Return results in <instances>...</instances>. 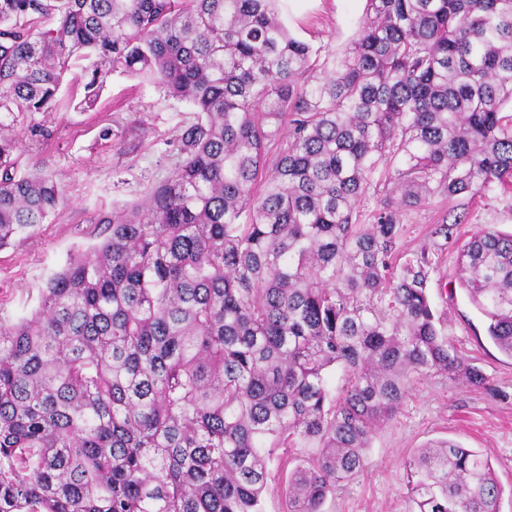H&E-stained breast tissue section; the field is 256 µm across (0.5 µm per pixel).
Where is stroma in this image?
Here are the masks:
<instances>
[{"label":"stroma","instance_id":"1","mask_svg":"<svg viewBox=\"0 0 512 512\" xmlns=\"http://www.w3.org/2000/svg\"><path fill=\"white\" fill-rule=\"evenodd\" d=\"M365 0H294L282 16L290 33L319 49L321 59L340 57L355 37ZM65 73L56 107L35 114L50 132L32 139L18 126L23 162L58 175L66 199L31 235L0 249V323L30 315L47 280L76 254L102 243L100 220L113 209L139 201L162 182L177 159V136L193 114L185 102L165 97L155 85L119 73L108 75L95 110L78 103L83 87ZM108 138H101L102 129ZM461 217L452 242L433 235L443 218ZM405 254L427 249L432 261L430 299L444 318L443 334L492 383L508 393L502 401L431 374L416 383L396 419L379 429L367 464L353 480L328 497L324 512H410L407 467L413 451L448 438L480 450L491 461L504 493L500 512H512V357L487 336V320L467 297L457 275L458 245L474 232H512V191L494 189L455 201L431 197L403 216Z\"/></svg>","mask_w":512,"mask_h":512}]
</instances>
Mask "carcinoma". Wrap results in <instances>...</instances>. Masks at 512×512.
Instances as JSON below:
<instances>
[{
  "label": "carcinoma",
  "mask_w": 512,
  "mask_h": 512,
  "mask_svg": "<svg viewBox=\"0 0 512 512\" xmlns=\"http://www.w3.org/2000/svg\"><path fill=\"white\" fill-rule=\"evenodd\" d=\"M276 2L0 0V249L64 199L14 126L53 110L72 61L85 110L119 72L195 112L167 178L0 326V512H264L274 463L294 464L289 512H322L414 376L508 399L441 334L431 259L400 242L434 195L512 188V0H366L330 65ZM458 277L512 357V233H473ZM408 491L414 512L502 494L449 439L413 452Z\"/></svg>",
  "instance_id": "carcinoma-1"
}]
</instances>
